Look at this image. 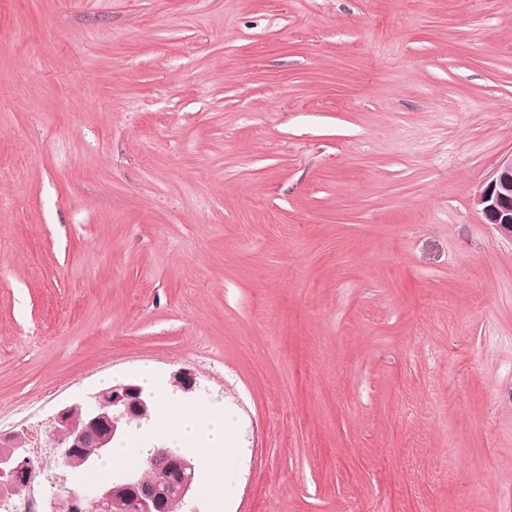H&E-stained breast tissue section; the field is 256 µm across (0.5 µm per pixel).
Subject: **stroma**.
<instances>
[{"label": "stroma", "instance_id": "1", "mask_svg": "<svg viewBox=\"0 0 512 512\" xmlns=\"http://www.w3.org/2000/svg\"><path fill=\"white\" fill-rule=\"evenodd\" d=\"M509 151L512 0H0V432L91 489L48 421L147 367L201 512H512ZM486 224L512 243V151L503 154L473 195ZM141 384L156 400L157 427L169 443V448H182L187 444H201L204 453L199 460L201 472L208 473L212 485L218 486L224 471L207 450H218L223 458L230 452L228 431L230 419L224 414L204 413L193 406H179L170 403L156 384L152 371L141 373Z\"/></svg>", "mask_w": 512, "mask_h": 512}]
</instances>
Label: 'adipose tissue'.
<instances>
[{
    "instance_id": "obj_1",
    "label": "adipose tissue",
    "mask_w": 512,
    "mask_h": 512,
    "mask_svg": "<svg viewBox=\"0 0 512 512\" xmlns=\"http://www.w3.org/2000/svg\"><path fill=\"white\" fill-rule=\"evenodd\" d=\"M141 384L156 400L157 427L173 448L188 444H200L205 448L199 460V469L211 477L212 483H220L223 470L214 458V452H226L230 420L221 414L204 413L193 406L170 403L158 387L152 371L141 374Z\"/></svg>"
}]
</instances>
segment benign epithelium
I'll list each match as a JSON object with an SVG mask.
<instances>
[{"mask_svg":"<svg viewBox=\"0 0 512 512\" xmlns=\"http://www.w3.org/2000/svg\"><path fill=\"white\" fill-rule=\"evenodd\" d=\"M486 223L499 236L512 243V151L503 154L490 174L473 195ZM151 418L148 402L141 397V388L133 383H120L90 396V401L66 405L51 418L55 448H63L67 466H79L83 458L75 449L85 447V438L93 437L100 452L108 450L110 441L120 439L134 427H141ZM164 465L177 481L178 501L186 512H200L196 503L194 459L186 454H163ZM38 470L26 447L24 431L0 433V502L9 495L21 493L36 481ZM122 504L127 512H166L163 493L144 479L133 475L119 484L106 482L93 492L79 487L68 491L66 512H112Z\"/></svg>","mask_w":512,"mask_h":512,"instance_id":"1","label":"benign epithelium"}]
</instances>
